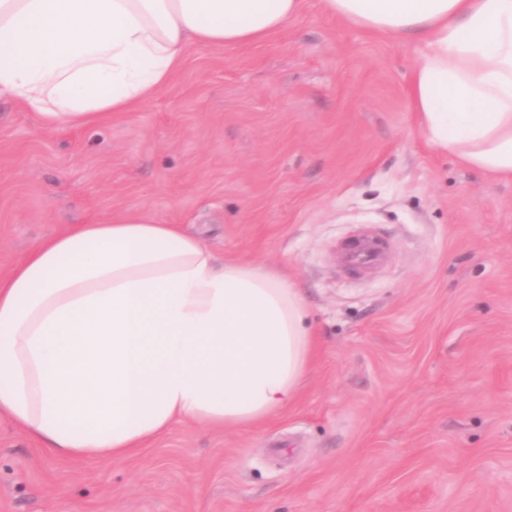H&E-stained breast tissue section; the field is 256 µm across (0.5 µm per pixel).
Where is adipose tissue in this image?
I'll return each mask as SVG.
<instances>
[{"label":"adipose tissue","mask_w":512,"mask_h":512,"mask_svg":"<svg viewBox=\"0 0 512 512\" xmlns=\"http://www.w3.org/2000/svg\"><path fill=\"white\" fill-rule=\"evenodd\" d=\"M423 43L429 144L512 179V0H322ZM304 0H0V97L46 127L150 100L188 44L276 34ZM300 288L128 212L42 239L0 277V414L71 457L138 455L174 424L248 429L291 405L315 355Z\"/></svg>","instance_id":"obj_1"}]
</instances>
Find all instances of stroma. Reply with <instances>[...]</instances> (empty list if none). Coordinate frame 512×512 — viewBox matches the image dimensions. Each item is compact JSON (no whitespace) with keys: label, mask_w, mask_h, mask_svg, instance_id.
<instances>
[{"label":"stroma","mask_w":512,"mask_h":512,"mask_svg":"<svg viewBox=\"0 0 512 512\" xmlns=\"http://www.w3.org/2000/svg\"><path fill=\"white\" fill-rule=\"evenodd\" d=\"M422 49L327 14L188 44L92 128L0 98V274L74 224L143 212L302 289L319 346L255 428L175 425L135 457L41 449L0 416V512H512V181L433 149ZM368 234L370 274L340 248Z\"/></svg>","instance_id":"1"}]
</instances>
